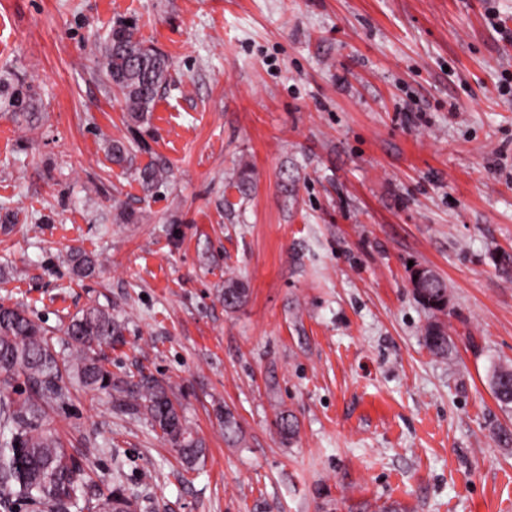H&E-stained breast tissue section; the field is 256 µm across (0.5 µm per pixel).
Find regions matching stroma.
Wrapping results in <instances>:
<instances>
[{
  "label": "stroma",
  "instance_id": "obj_1",
  "mask_svg": "<svg viewBox=\"0 0 512 512\" xmlns=\"http://www.w3.org/2000/svg\"><path fill=\"white\" fill-rule=\"evenodd\" d=\"M491 4L512 28V0H0V303L61 352L72 316L114 308L108 368L183 392L207 448L185 470L145 420L75 391L50 421L98 491L122 484L136 512H512V406L488 384L512 364V43ZM119 17L172 61L128 171L95 67ZM20 82L35 119L7 108ZM155 156L172 175L147 193L134 170ZM415 265L446 313L418 303ZM230 278L249 289L232 312ZM435 318L445 358L422 339Z\"/></svg>",
  "mask_w": 512,
  "mask_h": 512
}]
</instances>
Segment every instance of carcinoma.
Segmentation results:
<instances>
[{
    "mask_svg": "<svg viewBox=\"0 0 512 512\" xmlns=\"http://www.w3.org/2000/svg\"><path fill=\"white\" fill-rule=\"evenodd\" d=\"M96 67L122 100L127 127L134 130L154 111L155 104L170 81V58L138 37L136 21L118 18L112 22L107 40L96 56ZM108 156L113 165L127 169L133 161L132 146L121 140L109 141ZM144 190L150 192L170 175L162 157L136 169ZM74 273L85 276L94 267L91 256L81 250L69 255ZM248 288L234 278L224 286V308L232 311L246 300ZM425 307L443 312L448 308L439 288L418 296ZM124 326L112 311L91 304L76 314L65 333L70 351L55 349L45 329L31 319L20 305L0 303V385L14 387L23 379L27 394L0 397V512H14L24 502L42 506L45 512H114L133 506L132 496L119 486L107 494L96 491L87 479L83 457L68 452L57 433L46 422L47 411L70 399L79 387L103 393L118 411L143 419L177 454L186 470L196 469L206 456L204 441L196 436L172 387L143 370L112 374L105 365L103 348L123 342ZM423 342L441 357L451 345L439 322L427 325ZM489 386L504 406L512 404V367L497 365L489 374ZM224 419V438L240 439L238 421L230 409L218 411ZM280 435L291 441L297 430L295 417L279 414Z\"/></svg>",
    "mask_w": 512,
    "mask_h": 512,
    "instance_id": "1",
    "label": "carcinoma"
}]
</instances>
